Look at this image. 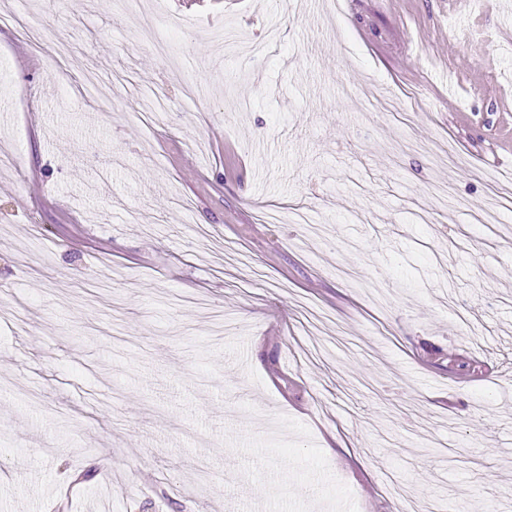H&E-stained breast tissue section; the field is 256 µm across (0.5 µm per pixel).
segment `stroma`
Returning <instances> with one entry per match:
<instances>
[{
  "instance_id": "obj_1",
  "label": "stroma",
  "mask_w": 512,
  "mask_h": 512,
  "mask_svg": "<svg viewBox=\"0 0 512 512\" xmlns=\"http://www.w3.org/2000/svg\"><path fill=\"white\" fill-rule=\"evenodd\" d=\"M222 6L0 0V512H512V0Z\"/></svg>"
}]
</instances>
